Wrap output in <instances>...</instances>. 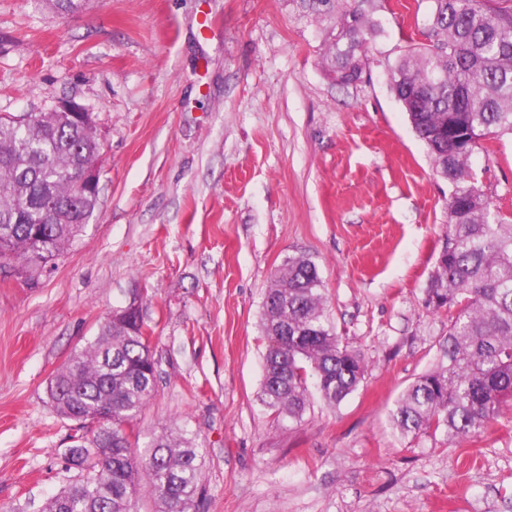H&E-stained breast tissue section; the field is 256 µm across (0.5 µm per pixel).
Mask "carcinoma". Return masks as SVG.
Wrapping results in <instances>:
<instances>
[{
	"label": "carcinoma",
	"mask_w": 512,
	"mask_h": 512,
	"mask_svg": "<svg viewBox=\"0 0 512 512\" xmlns=\"http://www.w3.org/2000/svg\"><path fill=\"white\" fill-rule=\"evenodd\" d=\"M331 42L338 85L362 80L374 28L352 0ZM430 44L406 46L390 68V88L451 190L448 226L425 288L426 304L449 313L444 361L418 376L389 415L400 441L440 434L460 445L500 418L512 400V222L470 172V157L490 135L512 136V0H430ZM101 143L69 116L44 123L0 114V260L35 272L72 245L98 207L76 198L75 170ZM265 342L259 398L277 416L302 419L312 394L336 408L365 379L362 351L331 321L316 263L290 257L265 292ZM157 390L151 336L140 305L106 321L97 338L53 378L49 397L71 421L105 412L101 430L75 446L85 475L44 512H131L145 473L160 512H189L201 490V448L192 437L161 434L136 453L131 423Z\"/></svg>",
	"instance_id": "1"
}]
</instances>
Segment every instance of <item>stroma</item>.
<instances>
[{"label": "stroma", "instance_id": "stroma-1", "mask_svg": "<svg viewBox=\"0 0 512 512\" xmlns=\"http://www.w3.org/2000/svg\"><path fill=\"white\" fill-rule=\"evenodd\" d=\"M429 0H373L360 82L325 73L335 14L306 0H0V114L74 98L102 140L99 206L35 277L0 270V512H42L78 479L82 431L48 396L112 310L140 302L157 392L141 442L204 450L199 512H512V404L462 446L396 442L388 415L436 366L448 315L424 290L449 185L387 83L427 43ZM470 167L512 217V138ZM318 266L365 380L301 422L259 400L260 312L292 256Z\"/></svg>", "mask_w": 512, "mask_h": 512}]
</instances>
